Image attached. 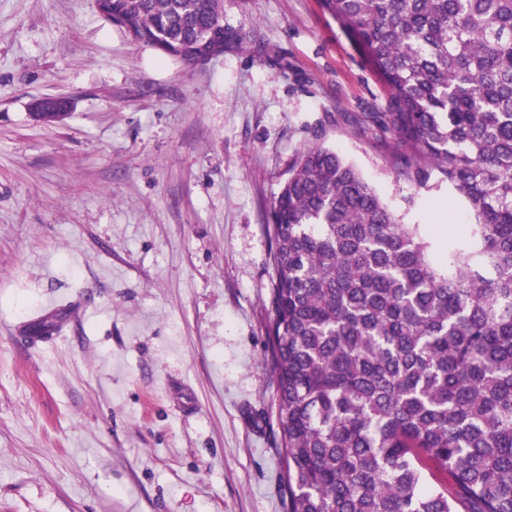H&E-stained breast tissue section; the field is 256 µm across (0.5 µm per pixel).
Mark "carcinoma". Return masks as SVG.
<instances>
[{
    "mask_svg": "<svg viewBox=\"0 0 512 512\" xmlns=\"http://www.w3.org/2000/svg\"><path fill=\"white\" fill-rule=\"evenodd\" d=\"M192 63L223 0H103ZM388 93L350 117L398 177L471 221L434 240L358 168L304 148L269 206L273 367L288 512H512V0H321ZM445 473L450 486L427 473Z\"/></svg>",
    "mask_w": 512,
    "mask_h": 512,
    "instance_id": "carcinoma-1",
    "label": "carcinoma"
}]
</instances>
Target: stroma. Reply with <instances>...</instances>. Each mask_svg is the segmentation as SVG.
Masks as SVG:
<instances>
[{
  "instance_id": "stroma-1",
  "label": "stroma",
  "mask_w": 512,
  "mask_h": 512,
  "mask_svg": "<svg viewBox=\"0 0 512 512\" xmlns=\"http://www.w3.org/2000/svg\"><path fill=\"white\" fill-rule=\"evenodd\" d=\"M224 26L251 38L187 64L94 0H0V512H287L266 214L299 151L430 235L465 217L343 121L387 92L320 0H224Z\"/></svg>"
}]
</instances>
